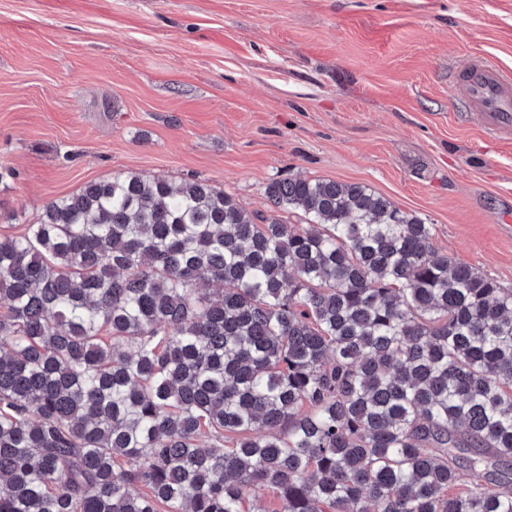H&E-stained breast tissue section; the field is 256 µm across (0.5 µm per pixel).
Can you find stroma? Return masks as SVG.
<instances>
[{"mask_svg":"<svg viewBox=\"0 0 512 512\" xmlns=\"http://www.w3.org/2000/svg\"><path fill=\"white\" fill-rule=\"evenodd\" d=\"M475 56L512 75V0H0V234L119 171L263 215L298 175L512 288V140L448 92Z\"/></svg>","mask_w":512,"mask_h":512,"instance_id":"35a3bbf8","label":"stroma"}]
</instances>
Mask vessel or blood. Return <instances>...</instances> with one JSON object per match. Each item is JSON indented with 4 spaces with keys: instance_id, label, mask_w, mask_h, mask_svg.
<instances>
[{
    "instance_id": "vessel-or-blood-1",
    "label": "vessel or blood",
    "mask_w": 512,
    "mask_h": 512,
    "mask_svg": "<svg viewBox=\"0 0 512 512\" xmlns=\"http://www.w3.org/2000/svg\"><path fill=\"white\" fill-rule=\"evenodd\" d=\"M459 91L488 131L512 136V79L496 64L470 60L462 72Z\"/></svg>"
}]
</instances>
